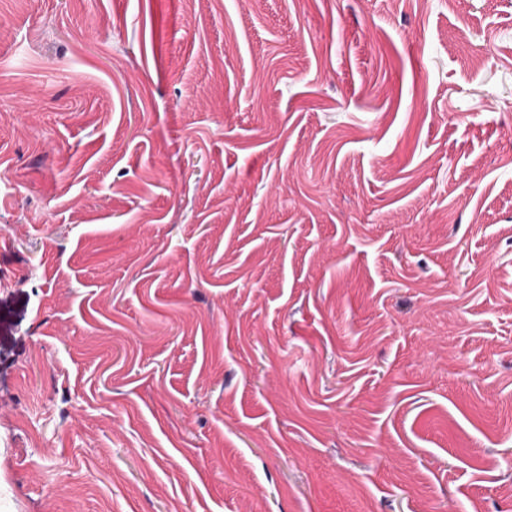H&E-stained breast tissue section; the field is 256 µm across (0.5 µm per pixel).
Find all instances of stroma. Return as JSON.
Listing matches in <instances>:
<instances>
[{"label":"stroma","instance_id":"obj_1","mask_svg":"<svg viewBox=\"0 0 512 512\" xmlns=\"http://www.w3.org/2000/svg\"><path fill=\"white\" fill-rule=\"evenodd\" d=\"M0 512H512V0H0Z\"/></svg>","mask_w":512,"mask_h":512}]
</instances>
